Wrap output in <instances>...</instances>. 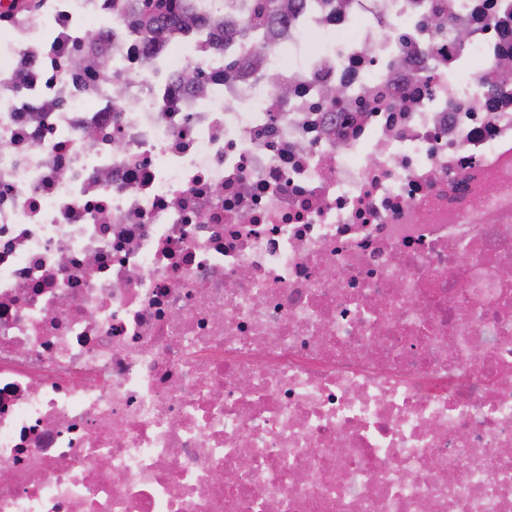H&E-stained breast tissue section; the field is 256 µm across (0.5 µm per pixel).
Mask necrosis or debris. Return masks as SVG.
Returning <instances> with one entry per match:
<instances>
[{
    "instance_id": "necrosis-or-debris-1",
    "label": "necrosis or debris",
    "mask_w": 512,
    "mask_h": 512,
    "mask_svg": "<svg viewBox=\"0 0 512 512\" xmlns=\"http://www.w3.org/2000/svg\"><path fill=\"white\" fill-rule=\"evenodd\" d=\"M201 2L0 8V512H512V0ZM142 1L145 2V6L142 5ZM161 1L163 0H130L132 21L144 27L154 37H159L181 28L188 21L196 20L197 2L187 0L184 4L185 14L177 17L165 13Z\"/></svg>"
}]
</instances>
